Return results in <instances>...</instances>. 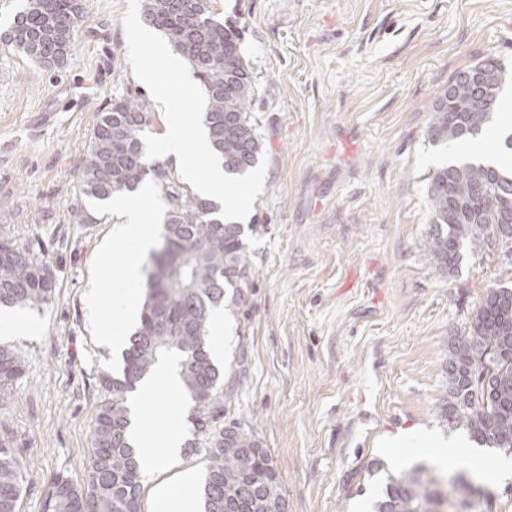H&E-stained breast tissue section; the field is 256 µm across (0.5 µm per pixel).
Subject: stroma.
<instances>
[{
    "mask_svg": "<svg viewBox=\"0 0 512 512\" xmlns=\"http://www.w3.org/2000/svg\"><path fill=\"white\" fill-rule=\"evenodd\" d=\"M126 0H87L74 46L45 68L0 42V235L40 241L55 288L31 330L0 334L25 375L0 394V446L24 464L20 512H43L54 481L85 483L101 372L120 358L108 303L118 288V216L85 200L99 224L75 223L78 167L97 114L118 97L158 104L132 72ZM237 28L253 72L251 112L267 158L244 224L253 268L246 300L210 339L224 342L225 422L253 429L271 454L288 512H373L383 476L419 463L459 466L433 448H465L512 512V472L438 420L448 343L489 288L512 285L500 245L464 252L453 275L427 249L431 174L481 154L512 165V0H212ZM508 77L485 135L436 146L427 130L451 76L486 58Z\"/></svg>",
    "mask_w": 512,
    "mask_h": 512,
    "instance_id": "obj_1",
    "label": "stroma"
}]
</instances>
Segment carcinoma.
<instances>
[{"label": "carcinoma", "instance_id": "1", "mask_svg": "<svg viewBox=\"0 0 512 512\" xmlns=\"http://www.w3.org/2000/svg\"><path fill=\"white\" fill-rule=\"evenodd\" d=\"M211 0H143L146 24L161 32L190 66L207 98L204 123L224 172L243 175L263 151L251 112L253 76L237 29L212 17ZM84 0H27L3 35L8 46L45 68L61 65L74 45ZM490 79L476 90L456 72L438 96L427 136L436 144H462L492 121L506 80L493 57L465 68ZM150 123L146 104L119 98L97 113L80 166L79 193L98 201L135 192L151 179L167 200L159 248L148 270V292L139 327L128 337L123 369L102 374L107 393L92 424L86 488L64 476L49 490L45 512H141L142 477L128 444L127 394L159 359H179L180 379L192 407L190 454L204 463L200 489L204 512H273L286 499L270 454L252 431L224 424V377L208 355L211 313L243 302L251 268L243 227L218 214L209 199L187 191L170 167L146 155L142 134ZM428 249L435 268L453 275L462 250L500 243L512 257V170L478 159L440 167L428 184ZM40 246L0 237V305L39 308L54 281ZM448 397L439 409L450 430L463 429L480 446L512 453V288L487 291L473 324L448 345ZM25 374L22 359L0 347V391ZM425 465L386 478L374 512H453L459 496L487 499L480 478L436 475ZM22 465L0 448V512H17Z\"/></svg>", "mask_w": 512, "mask_h": 512}]
</instances>
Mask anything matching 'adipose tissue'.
<instances>
[{
	"label": "adipose tissue",
	"mask_w": 512,
	"mask_h": 512,
	"mask_svg": "<svg viewBox=\"0 0 512 512\" xmlns=\"http://www.w3.org/2000/svg\"><path fill=\"white\" fill-rule=\"evenodd\" d=\"M112 209L119 213L123 222L118 227L120 238L133 245L123 262L125 286L112 297V309L125 325H133L143 306V290L140 284L141 259L154 246L156 229L143 217L140 198L120 196L112 201ZM177 394L181 382L175 360L162 361L152 373L146 376L136 391L135 418L131 426V440L141 452V467L144 476L152 482V512H198L197 497L189 489L196 483L194 470L175 471L183 447L182 409L170 412L162 431L165 453H154L150 447L145 421L148 404L159 392Z\"/></svg>",
	"instance_id": "adipose-tissue-1"
}]
</instances>
